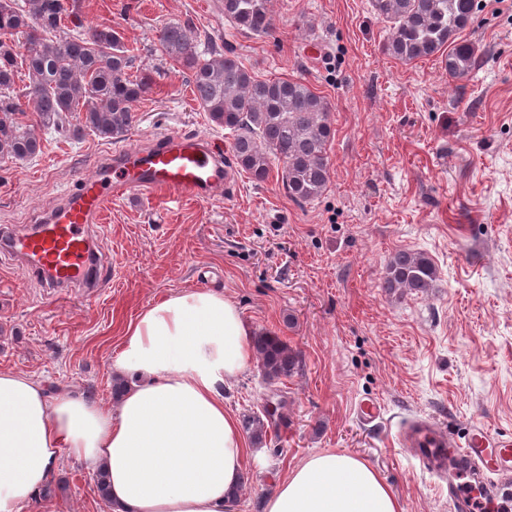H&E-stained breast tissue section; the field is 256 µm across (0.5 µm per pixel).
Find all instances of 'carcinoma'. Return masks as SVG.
Returning a JSON list of instances; mask_svg holds the SVG:
<instances>
[{"mask_svg":"<svg viewBox=\"0 0 512 512\" xmlns=\"http://www.w3.org/2000/svg\"><path fill=\"white\" fill-rule=\"evenodd\" d=\"M372 11L392 24L385 51L409 64L440 56L448 78L476 69L473 46L457 40L479 10L478 0H370ZM224 17L240 31L266 35L273 30L270 0H222ZM160 51L185 70L194 100L209 120L229 131L235 164L256 182L273 165L288 196L297 203L319 198L328 188V146L333 136L328 100L301 78L261 79L224 43L202 37L180 23L165 26ZM134 49L110 26L87 27L81 0H0V158L27 161L41 152V133L72 126L75 136L89 130L103 138L125 133L134 107L152 91L155 71L137 68ZM24 72L37 119L24 114L16 77ZM437 278L422 253L398 251L386 265L384 287L401 294H424ZM264 376L288 378L299 358L270 332L254 336ZM268 413L244 418L257 443L266 435Z\"/></svg>","mask_w":512,"mask_h":512,"instance_id":"obj_1","label":"carcinoma"}]
</instances>
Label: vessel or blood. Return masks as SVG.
Masks as SVG:
<instances>
[{
    "instance_id": "obj_1",
    "label": "vessel or blood",
    "mask_w": 512,
    "mask_h": 512,
    "mask_svg": "<svg viewBox=\"0 0 512 512\" xmlns=\"http://www.w3.org/2000/svg\"><path fill=\"white\" fill-rule=\"evenodd\" d=\"M231 173L224 155L196 136L172 135L145 149H120L94 174L82 177L77 192L65 194L59 206L35 230L0 231V250L52 288H93L104 266L93 247L90 226L113 194L146 196L157 190L174 198L210 199L222 191ZM400 446L413 449L427 466L436 449L447 450L460 471H486L499 485L512 483V436L473 426L458 437L429 418L407 422Z\"/></svg>"
}]
</instances>
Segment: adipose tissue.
<instances>
[{
	"label": "adipose tissue",
	"mask_w": 512,
	"mask_h": 512,
	"mask_svg": "<svg viewBox=\"0 0 512 512\" xmlns=\"http://www.w3.org/2000/svg\"><path fill=\"white\" fill-rule=\"evenodd\" d=\"M235 301L194 289L130 321L109 408L0 370V512L33 502L68 452L104 477L111 512H231L251 456L224 387L253 361ZM264 512H402L361 457L323 452L279 477Z\"/></svg>",
	"instance_id": "1"
}]
</instances>
